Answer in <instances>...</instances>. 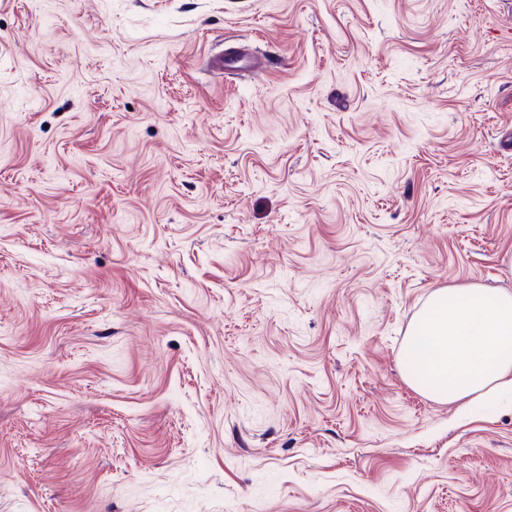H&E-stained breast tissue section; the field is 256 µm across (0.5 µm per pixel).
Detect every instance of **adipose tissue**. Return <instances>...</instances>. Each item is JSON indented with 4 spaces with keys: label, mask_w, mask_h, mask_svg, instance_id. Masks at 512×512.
<instances>
[{
    "label": "adipose tissue",
    "mask_w": 512,
    "mask_h": 512,
    "mask_svg": "<svg viewBox=\"0 0 512 512\" xmlns=\"http://www.w3.org/2000/svg\"><path fill=\"white\" fill-rule=\"evenodd\" d=\"M404 366L411 385L448 404L512 390V291L436 289L412 324Z\"/></svg>",
    "instance_id": "1"
}]
</instances>
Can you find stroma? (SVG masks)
I'll return each mask as SVG.
<instances>
[{"label": "stroma", "instance_id": "35a3bbf8", "mask_svg": "<svg viewBox=\"0 0 512 512\" xmlns=\"http://www.w3.org/2000/svg\"><path fill=\"white\" fill-rule=\"evenodd\" d=\"M469 284L512 0H0V512H512V392L403 376ZM212 66L224 73V70H264L266 63L262 58L227 49L224 53L214 57Z\"/></svg>", "mask_w": 512, "mask_h": 512}]
</instances>
